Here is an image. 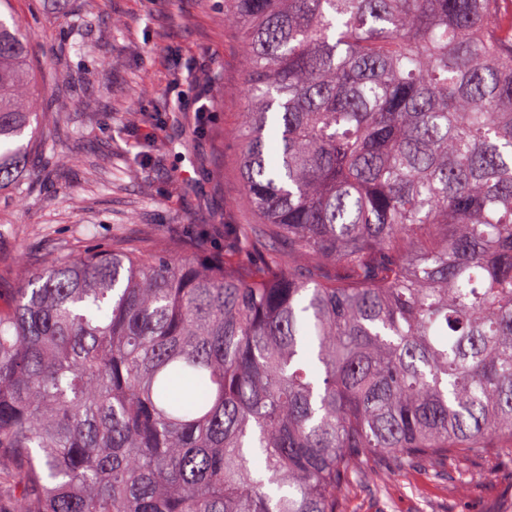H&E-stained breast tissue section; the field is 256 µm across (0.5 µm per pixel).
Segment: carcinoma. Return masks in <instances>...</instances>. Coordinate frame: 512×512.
<instances>
[{
  "instance_id": "obj_1",
  "label": "carcinoma",
  "mask_w": 512,
  "mask_h": 512,
  "mask_svg": "<svg viewBox=\"0 0 512 512\" xmlns=\"http://www.w3.org/2000/svg\"><path fill=\"white\" fill-rule=\"evenodd\" d=\"M250 224L221 265L118 242L0 305L8 512H345L512 456V0H224ZM0 17V189L37 140ZM330 264L335 275L317 269Z\"/></svg>"
}]
</instances>
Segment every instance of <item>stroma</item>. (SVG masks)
<instances>
[{"instance_id": "stroma-1", "label": "stroma", "mask_w": 512, "mask_h": 512, "mask_svg": "<svg viewBox=\"0 0 512 512\" xmlns=\"http://www.w3.org/2000/svg\"><path fill=\"white\" fill-rule=\"evenodd\" d=\"M31 32L42 118L57 166L35 159L21 180L30 202L0 192V303L23 267L122 241L144 254L224 259V227L248 222L238 173L246 62L224 0H12ZM179 53L180 68L170 63ZM393 473L353 487L347 512H512V463Z\"/></svg>"}]
</instances>
